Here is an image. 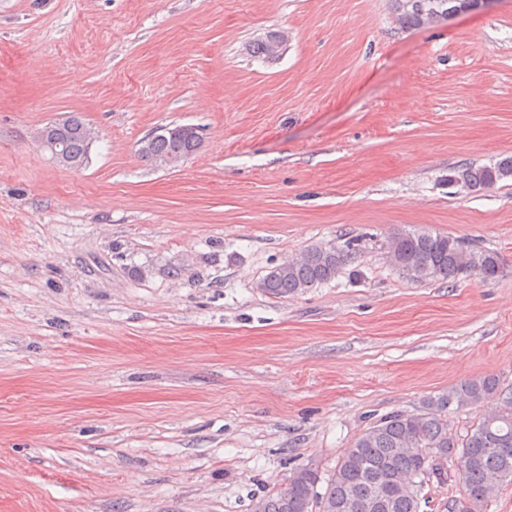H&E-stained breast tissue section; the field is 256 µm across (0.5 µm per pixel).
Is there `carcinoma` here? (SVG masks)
<instances>
[{
	"label": "carcinoma",
	"instance_id": "obj_1",
	"mask_svg": "<svg viewBox=\"0 0 512 512\" xmlns=\"http://www.w3.org/2000/svg\"><path fill=\"white\" fill-rule=\"evenodd\" d=\"M470 0H402L396 10L404 28L423 25L433 10L448 6L468 7ZM71 133L64 148L75 157L87 153L79 129L84 121L70 116ZM198 151L192 134L159 139L154 152L171 157L180 167ZM512 178V157L493 164L465 165L448 175V183L479 194ZM359 239L306 249L299 257L275 267L259 283L263 292L276 297L301 294L325 284L360 256ZM391 264L416 281L460 279L475 276L494 279L501 272L499 255L444 234L429 231L399 233L387 241ZM489 395L500 408L483 414L462 439L448 429L451 406L480 403ZM456 460L464 495L458 512H487L498 487L512 482V388H503L494 377L464 381L428 398L415 413L396 412L366 429L343 455L324 492L316 491L318 471L297 469L285 491L262 499L264 512H420L419 488L430 474L448 479V461Z\"/></svg>",
	"mask_w": 512,
	"mask_h": 512
}]
</instances>
